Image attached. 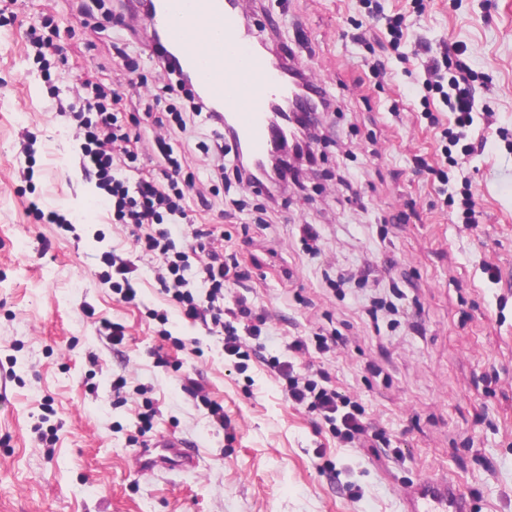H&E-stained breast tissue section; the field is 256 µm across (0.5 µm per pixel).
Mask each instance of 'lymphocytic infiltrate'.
<instances>
[{"mask_svg": "<svg viewBox=\"0 0 512 512\" xmlns=\"http://www.w3.org/2000/svg\"><path fill=\"white\" fill-rule=\"evenodd\" d=\"M455 52V47L445 46L441 63L431 67L435 73L450 69L448 81H425L423 90L439 95L443 105L454 112L458 130L450 139L456 144L466 139L467 129L473 123L474 91L471 72L453 63ZM77 90L78 95L67 110L74 119L72 135L81 141L79 166L86 176L95 177L113 223L131 226L141 256L162 257V265L155 269L156 280L182 317L201 322L222 336L227 356L249 359L247 341L257 337L258 328L250 323L253 310L246 298H235L230 307L224 304L225 283L233 277L245 278L246 273L236 255L224 254L218 248L223 228L215 224L193 228L195 245L188 253L178 250L171 232L172 226L185 218L186 195L196 187L194 173L185 169V157L175 154L169 143L172 135L187 132L198 120H205L215 136L211 151L221 159L215 171L217 179L224 181L232 176L241 183L252 177L249 167L236 155L232 138L224 133L223 114L209 111L189 89L185 92V105L153 115L152 141L161 150L163 177L142 178L132 185L127 174L135 169L144 142L140 136L130 134L112 110L113 104L121 99L118 88L86 80L78 84ZM192 254L198 261L196 276L207 289L201 298L189 289L184 276ZM267 365L277 378L285 381L289 400L320 413L326 423L336 426L337 437L360 444L369 440V430L360 420V406L331 384L325 369H318L315 377L307 378L296 374L293 360L274 357L268 359Z\"/></svg>", "mask_w": 512, "mask_h": 512, "instance_id": "obj_1", "label": "lymphocytic infiltrate"}]
</instances>
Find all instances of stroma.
I'll list each match as a JSON object with an SVG mask.
<instances>
[{
	"instance_id": "obj_1",
	"label": "stroma",
	"mask_w": 512,
	"mask_h": 512,
	"mask_svg": "<svg viewBox=\"0 0 512 512\" xmlns=\"http://www.w3.org/2000/svg\"><path fill=\"white\" fill-rule=\"evenodd\" d=\"M391 16L404 19L397 50ZM48 18L60 60L47 79L29 41ZM244 21L333 107L315 129L323 158L270 223L253 189L222 219L186 198L178 247L192 226L223 223L225 251L252 273L228 293L268 317L252 342L260 357L242 368L220 336L180 318L130 227L77 176L80 144L50 107L80 78L111 83L112 44L126 39L138 70L119 119L166 111L148 21L132 0H0V171H33L0 187V512H403L406 487L443 474L472 512H512V0H248ZM446 42L474 72L469 137L485 144L453 147L448 165L441 131L454 116L421 101L426 62ZM33 202L65 223L35 220ZM306 222L321 232L314 257L297 235ZM109 253L136 261L135 302L107 277ZM109 322L125 327L122 343ZM335 331L346 345L314 361L361 406L371 448L294 406L264 363L291 359L295 337ZM190 378L223 407L224 429ZM162 433L194 450V469L134 466L135 442Z\"/></svg>"
}]
</instances>
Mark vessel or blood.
Here are the masks:
<instances>
[{
  "label": "vessel or blood",
  "instance_id": "vessel-or-blood-1",
  "mask_svg": "<svg viewBox=\"0 0 512 512\" xmlns=\"http://www.w3.org/2000/svg\"><path fill=\"white\" fill-rule=\"evenodd\" d=\"M241 0H153L152 21L163 39L162 56L189 73L211 106L223 112L239 143L254 158L269 153L283 135L269 122L272 102L288 99L292 73L281 58L263 49L260 35L246 29ZM140 470L191 469L195 454L172 435L137 449ZM404 512H470L466 494L448 479L425 481L406 490Z\"/></svg>",
  "mask_w": 512,
  "mask_h": 512
}]
</instances>
